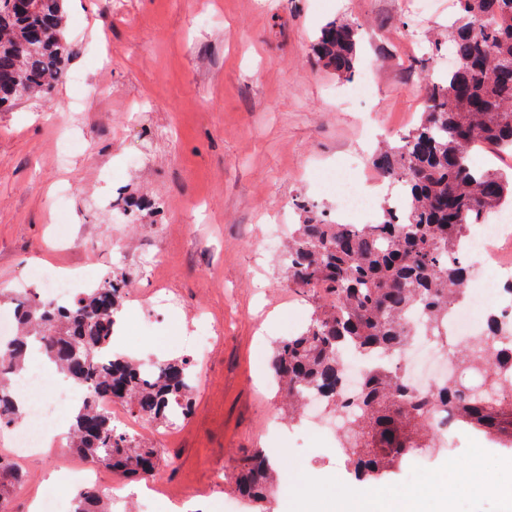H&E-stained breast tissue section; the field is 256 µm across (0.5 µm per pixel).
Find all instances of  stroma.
<instances>
[{"label":"stroma","mask_w":512,"mask_h":512,"mask_svg":"<svg viewBox=\"0 0 512 512\" xmlns=\"http://www.w3.org/2000/svg\"><path fill=\"white\" fill-rule=\"evenodd\" d=\"M67 70L51 97L0 112V307L32 269L77 271L95 280L126 274L134 296L121 316L134 358L183 355V330L201 316L223 328L197 367L191 414L161 451L158 470L128 480L167 491L193 489L210 512H242L233 489L238 464L263 451L279 477L364 492L347 479L343 455L328 440L303 442L273 384L271 356L285 323L309 322L311 293L288 288L278 252L265 250L266 225L304 223L300 202L327 219L350 218L323 187L322 169L346 168L356 147L399 142L419 121L425 80L444 69L426 54L445 38L453 0L424 14L407 0H66ZM332 20L361 26L357 69L371 76L370 114L346 108L351 81L310 61L312 43ZM83 151L61 159L68 137ZM71 239L53 238L61 207ZM162 283L177 306L141 325L143 300ZM0 457L23 476L7 512H30L34 498L76 487L53 472L85 467L102 480L111 470L68 448L15 457L0 433ZM476 464L484 487L458 484L456 470ZM223 483H215L216 471ZM512 453L463 432L453 449L410 460L384 489L390 500L422 494L436 512L443 487L454 512H512Z\"/></svg>","instance_id":"35a3bbf8"}]
</instances>
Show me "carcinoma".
I'll return each mask as SVG.
<instances>
[{
    "label": "carcinoma",
    "instance_id": "1",
    "mask_svg": "<svg viewBox=\"0 0 512 512\" xmlns=\"http://www.w3.org/2000/svg\"><path fill=\"white\" fill-rule=\"evenodd\" d=\"M65 0H0V111L33 98H47L65 79L70 49L65 39ZM448 41L429 52L451 50L455 64L426 86L424 112L401 143L378 153L374 167L401 184L405 214L386 209L376 224L329 223L314 207L302 206L306 222L288 243V286L310 290L314 310L306 329L280 341L272 365L297 412L301 393L313 389L335 409L352 406L343 454L352 477L376 487L402 464L437 447L431 414L512 450V397L504 393L500 368L512 365V323L493 336L447 345L460 376L435 391L413 395L395 370L374 363L354 402L345 398L343 353L367 358L401 350L413 338L406 319L421 308L433 334L465 301L468 273L463 248L471 225L512 203V171L477 167L480 148L512 153V0H455ZM359 27L331 21L312 48L313 62L338 76L356 72ZM126 277H104L70 304L57 305L29 293L11 297L21 310L18 341L37 338L41 353L85 391L70 433L73 452L90 457L124 478L148 475L156 451L117 428L105 410L120 402L151 424H167L192 405V362L162 361L152 377L129 357H108L113 327L127 294ZM498 353V364L488 357ZM26 352L0 344V430L23 419L14 378ZM277 481L264 453L237 468L238 493L267 512ZM21 482L0 460V512Z\"/></svg>",
    "mask_w": 512,
    "mask_h": 512
}]
</instances>
